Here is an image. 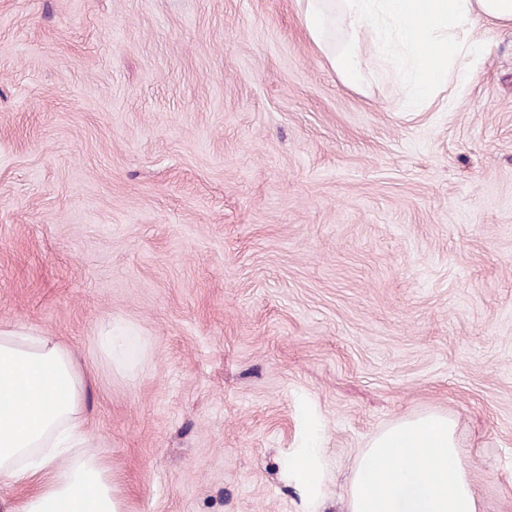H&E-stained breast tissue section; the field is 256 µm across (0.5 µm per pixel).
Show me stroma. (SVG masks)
Here are the masks:
<instances>
[{
  "mask_svg": "<svg viewBox=\"0 0 512 512\" xmlns=\"http://www.w3.org/2000/svg\"><path fill=\"white\" fill-rule=\"evenodd\" d=\"M478 33L421 110L368 46L347 87L300 0H0V325L68 346L127 512H347L430 411L512 512V29ZM288 473L296 487L309 498H319L323 485V453L316 440L308 437L288 463Z\"/></svg>",
  "mask_w": 512,
  "mask_h": 512,
  "instance_id": "obj_1",
  "label": "stroma"
}]
</instances>
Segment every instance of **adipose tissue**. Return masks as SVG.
<instances>
[{
	"label": "adipose tissue",
	"instance_id": "adipose-tissue-1",
	"mask_svg": "<svg viewBox=\"0 0 512 512\" xmlns=\"http://www.w3.org/2000/svg\"><path fill=\"white\" fill-rule=\"evenodd\" d=\"M305 27L341 80L359 87L361 43L416 103L465 84L478 21L512 28V0H305ZM82 372L57 337L0 327V481L26 480L22 502L0 512H123L112 470L82 419ZM296 487L320 497L323 453L307 438L288 463ZM348 512H478L455 426L431 412L395 422L363 449L348 487Z\"/></svg>",
	"mask_w": 512,
	"mask_h": 512
}]
</instances>
